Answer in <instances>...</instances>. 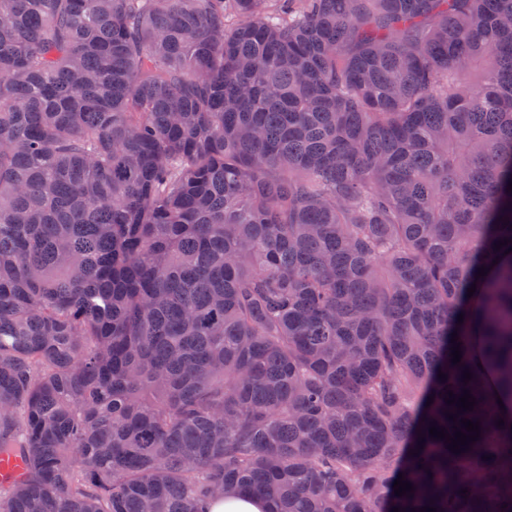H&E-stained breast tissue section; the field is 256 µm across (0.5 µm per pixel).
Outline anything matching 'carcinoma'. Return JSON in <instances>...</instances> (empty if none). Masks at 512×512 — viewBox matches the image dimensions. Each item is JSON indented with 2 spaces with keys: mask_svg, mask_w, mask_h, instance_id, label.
<instances>
[{
  "mask_svg": "<svg viewBox=\"0 0 512 512\" xmlns=\"http://www.w3.org/2000/svg\"><path fill=\"white\" fill-rule=\"evenodd\" d=\"M511 183L512 0H0V512H512ZM265 503L250 496L234 495L215 502L212 512H265Z\"/></svg>",
  "mask_w": 512,
  "mask_h": 512,
  "instance_id": "carcinoma-1",
  "label": "carcinoma"
}]
</instances>
